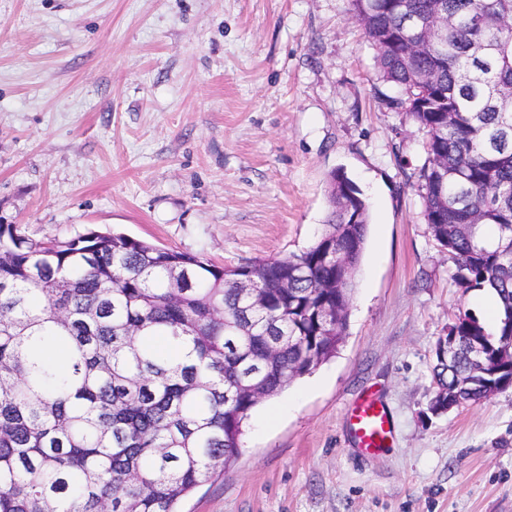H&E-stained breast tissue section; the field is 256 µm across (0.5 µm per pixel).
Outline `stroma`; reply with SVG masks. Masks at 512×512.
<instances>
[{
	"instance_id": "35a3bbf8",
	"label": "stroma",
	"mask_w": 512,
	"mask_h": 512,
	"mask_svg": "<svg viewBox=\"0 0 512 512\" xmlns=\"http://www.w3.org/2000/svg\"><path fill=\"white\" fill-rule=\"evenodd\" d=\"M375 83L349 0H0L1 223L237 266L312 245L333 170L369 204L336 356L258 404L180 512H512V387L430 410L435 343L476 295L423 219L424 133ZM367 393L393 424L376 457L349 435Z\"/></svg>"
}]
</instances>
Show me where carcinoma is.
<instances>
[{
    "instance_id": "cac0c4a2",
    "label": "carcinoma",
    "mask_w": 512,
    "mask_h": 512,
    "mask_svg": "<svg viewBox=\"0 0 512 512\" xmlns=\"http://www.w3.org/2000/svg\"><path fill=\"white\" fill-rule=\"evenodd\" d=\"M386 106L424 132L417 190L465 292L491 288L496 333L465 311L434 357V398L476 404L512 377V0H349ZM423 49L405 56L413 43ZM304 251L218 267L123 234L51 244L0 224V512H177L238 454L264 399L336 356L369 206L337 169ZM60 348L59 362L45 357Z\"/></svg>"
}]
</instances>
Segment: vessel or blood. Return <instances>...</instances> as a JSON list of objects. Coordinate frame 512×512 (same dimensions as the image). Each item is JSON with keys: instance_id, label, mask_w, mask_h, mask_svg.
<instances>
[{"instance_id": "1", "label": "vessel or blood", "mask_w": 512, "mask_h": 512, "mask_svg": "<svg viewBox=\"0 0 512 512\" xmlns=\"http://www.w3.org/2000/svg\"><path fill=\"white\" fill-rule=\"evenodd\" d=\"M351 440L362 455L382 452L392 438L389 412L377 397L368 395L354 402L349 414Z\"/></svg>"}]
</instances>
